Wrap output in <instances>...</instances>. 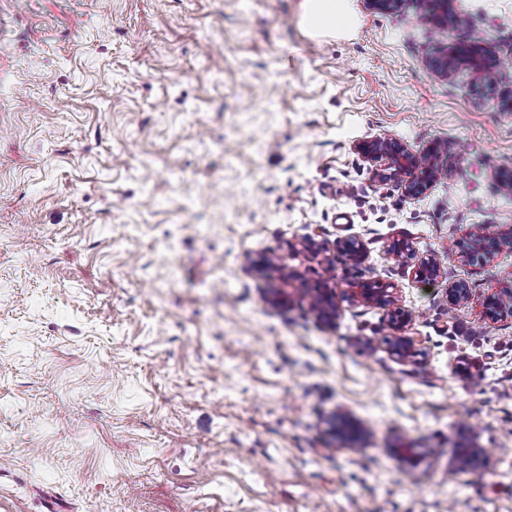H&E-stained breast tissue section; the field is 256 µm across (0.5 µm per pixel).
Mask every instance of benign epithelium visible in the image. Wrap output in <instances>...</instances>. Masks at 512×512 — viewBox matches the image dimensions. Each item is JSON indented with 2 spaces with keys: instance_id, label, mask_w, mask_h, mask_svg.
I'll use <instances>...</instances> for the list:
<instances>
[{
  "instance_id": "1",
  "label": "benign epithelium",
  "mask_w": 512,
  "mask_h": 512,
  "mask_svg": "<svg viewBox=\"0 0 512 512\" xmlns=\"http://www.w3.org/2000/svg\"><path fill=\"white\" fill-rule=\"evenodd\" d=\"M436 3L438 9H427L424 19L446 25L450 29L455 27L459 13L454 7V0H436ZM426 62L429 69L440 77L451 78L459 68L464 67L469 70L476 84H485L492 80L491 67L482 65L478 58L454 42L436 45V48L428 54ZM359 151L363 157L372 162L383 158L388 160L390 176L397 177L401 174L409 176V179L405 180V190L411 196L421 195L439 174L434 164L422 163L421 158L396 141L381 139L366 141L359 145ZM486 238L489 239V243H483L480 249L468 253V258L486 260L503 246L512 245L511 239H505L497 231H486L480 236L482 240ZM437 274L438 265L431 258L419 260L414 267L415 278L420 281H431ZM354 294L367 302L383 307L393 303L392 293L388 289L368 283L357 285ZM314 304L321 319L328 325L334 324L339 311L336 295L329 291L323 292L315 297Z\"/></svg>"
}]
</instances>
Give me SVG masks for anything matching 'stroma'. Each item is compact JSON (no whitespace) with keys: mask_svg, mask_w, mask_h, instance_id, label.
Returning <instances> with one entry per match:
<instances>
[{"mask_svg":"<svg viewBox=\"0 0 512 512\" xmlns=\"http://www.w3.org/2000/svg\"><path fill=\"white\" fill-rule=\"evenodd\" d=\"M455 6L348 0L331 32L305 0H0V512H512V248L461 255L512 232V0ZM448 40L488 88L429 70ZM376 138L445 144L440 177L407 196ZM439 5L437 10L430 7L426 10L423 19L439 25H448V29L455 27V21L460 14L454 7V0H435ZM488 239L490 243L485 244V239ZM481 248L474 250L472 253H466L469 259L486 260L492 257L497 251H499L504 245H512L511 238L509 240L501 236L497 231H485L481 236ZM353 289L356 290L354 295L379 306L386 307L394 302L392 292H389L388 288H380L372 284L363 283Z\"/></svg>","mask_w":512,"mask_h":512,"instance_id":"obj_1","label":"stroma"}]
</instances>
